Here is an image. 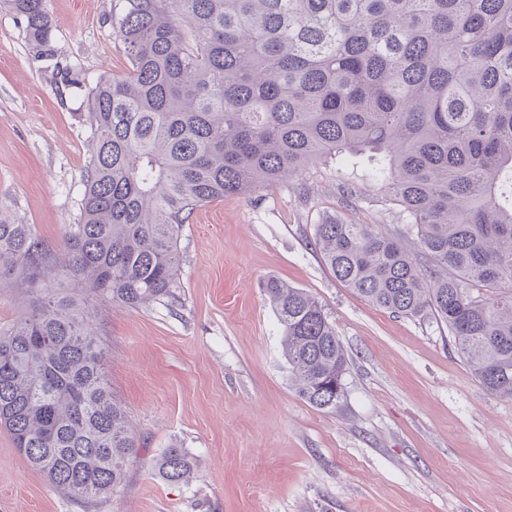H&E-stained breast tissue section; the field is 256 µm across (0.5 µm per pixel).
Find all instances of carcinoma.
Wrapping results in <instances>:
<instances>
[{"label":"carcinoma","instance_id":"1","mask_svg":"<svg viewBox=\"0 0 512 512\" xmlns=\"http://www.w3.org/2000/svg\"><path fill=\"white\" fill-rule=\"evenodd\" d=\"M0 1L51 56L45 0ZM119 36L129 69L88 92L95 151L62 252L0 205V281L28 295L0 327V426L31 468L89 505L137 447L67 284L129 307L168 299L198 207L318 161L366 159L406 221L315 225L336 280L445 326L485 392L512 400V0H120ZM264 291L298 395L336 409L349 360L324 307L278 278ZM157 468L193 473L174 446Z\"/></svg>","mask_w":512,"mask_h":512}]
</instances>
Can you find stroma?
Wrapping results in <instances>:
<instances>
[{"instance_id":"obj_1","label":"stroma","mask_w":512,"mask_h":512,"mask_svg":"<svg viewBox=\"0 0 512 512\" xmlns=\"http://www.w3.org/2000/svg\"><path fill=\"white\" fill-rule=\"evenodd\" d=\"M116 3L45 0V60L30 52L25 19L0 6V205L52 249L81 220L94 150L87 92L129 67ZM328 218L403 228L383 190L311 165L197 208L178 240L171 299H89L136 460L118 492L87 507L32 469L0 427V512H512V401L486 394L447 330L338 282L313 241ZM271 276L316 297L336 327L350 358L336 409L312 407L291 383L263 291ZM173 445L193 461L190 483L157 473Z\"/></svg>"}]
</instances>
